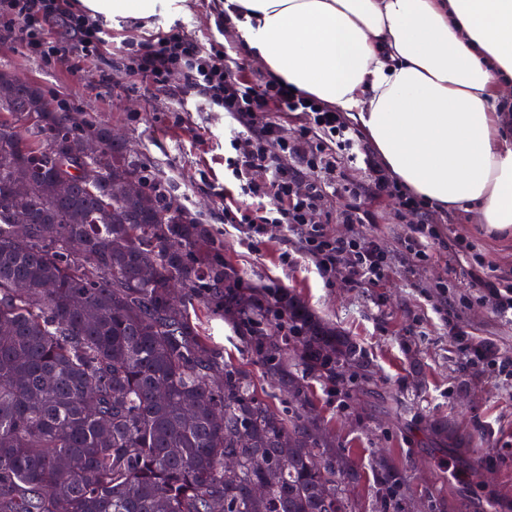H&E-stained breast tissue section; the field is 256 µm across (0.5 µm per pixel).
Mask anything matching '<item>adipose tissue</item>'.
<instances>
[{
    "instance_id": "adipose-tissue-1",
    "label": "adipose tissue",
    "mask_w": 512,
    "mask_h": 512,
    "mask_svg": "<svg viewBox=\"0 0 512 512\" xmlns=\"http://www.w3.org/2000/svg\"><path fill=\"white\" fill-rule=\"evenodd\" d=\"M146 19L178 0H79ZM267 76L346 112L401 184L512 233V0H224Z\"/></svg>"
}]
</instances>
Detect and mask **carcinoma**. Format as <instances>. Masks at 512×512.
Here are the masks:
<instances>
[{"mask_svg":"<svg viewBox=\"0 0 512 512\" xmlns=\"http://www.w3.org/2000/svg\"><path fill=\"white\" fill-rule=\"evenodd\" d=\"M0 155V512H353L351 458L260 400L194 304L247 318L274 374L290 336L325 377L362 365L359 348L292 294L257 304L172 187L38 85H0ZM128 180L137 194L112 195ZM400 486L385 478L380 512Z\"/></svg>","mask_w":512,"mask_h":512,"instance_id":"1","label":"carcinoma"}]
</instances>
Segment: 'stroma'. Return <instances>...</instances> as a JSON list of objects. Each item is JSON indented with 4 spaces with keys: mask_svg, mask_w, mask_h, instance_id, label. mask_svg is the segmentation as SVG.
<instances>
[{
    "mask_svg": "<svg viewBox=\"0 0 512 512\" xmlns=\"http://www.w3.org/2000/svg\"><path fill=\"white\" fill-rule=\"evenodd\" d=\"M220 6L221 0H184L181 10L160 7L145 20L113 18L111 50L77 74L27 56L13 34L0 31V69L39 85L53 104L102 117L120 129L143 172L169 181L179 204L223 241L225 262L239 270L246 286L296 294L361 348L370 384L343 375L341 395L334 398L328 380L302 366L289 362L285 373L272 374L265 356L248 346L242 328L209 305L197 310L211 345L226 362L249 371L261 400L288 416L314 421L331 451L354 459L348 495L357 512H374L381 462L405 483L390 512H512V386L494 383L466 366L421 292L447 284L448 302L459 309L473 336L511 354L512 322L496 317L461 272L442 261L421 268L416 282H409L397 264L383 287L355 290L341 280L324 286L307 259L283 264L279 255L290 244L279 226L270 228L264 245L250 249L225 224L224 199L218 193L224 185L223 113L201 101L178 104L171 90L184 85L182 74H173L165 88L134 84L125 75L122 44L175 23L203 43L219 49L233 46L238 62L262 75L260 65L221 24ZM438 221L449 237L471 242L474 254L496 274L512 279V236L488 235L472 211L442 212ZM414 222L411 216L397 219L389 206L375 225L339 224L335 230L378 236L382 248L395 252ZM292 376L300 380L305 406L292 397ZM434 420L455 423L465 447L442 443L428 428Z\"/></svg>",
    "mask_w": 512,
    "mask_h": 512,
    "instance_id": "stroma-1",
    "label": "stroma"
}]
</instances>
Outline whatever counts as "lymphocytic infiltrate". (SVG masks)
I'll use <instances>...</instances> for the list:
<instances>
[{
  "instance_id": "lymphocytic-infiltrate-1",
  "label": "lymphocytic infiltrate",
  "mask_w": 512,
  "mask_h": 512,
  "mask_svg": "<svg viewBox=\"0 0 512 512\" xmlns=\"http://www.w3.org/2000/svg\"><path fill=\"white\" fill-rule=\"evenodd\" d=\"M0 27L15 30L26 55L46 63L66 62L72 72L108 51L112 32L106 20L92 17L77 0H0ZM130 77L156 86L183 73V96H196L225 112L231 156L224 169L235 186L224 191V221L234 225L248 246L262 243L271 225L290 232L293 249L285 264L307 258L324 285L344 276L353 288L382 287L392 257L374 236H343L331 227L335 217L323 209L327 195L343 192L365 199L341 213V223L370 224L372 209L392 200L400 214L418 216L401 241L405 271L414 274L435 248L463 262V272L495 315L512 322V281L489 274L464 239L447 242L429 202L399 183L379 161L361 129L345 113L284 80H258L190 38L182 25L159 30L152 38L123 44ZM347 154L365 174L355 182L337 172V154ZM433 311L448 327L467 365L494 381H512V355H497L477 341L445 304Z\"/></svg>"
}]
</instances>
